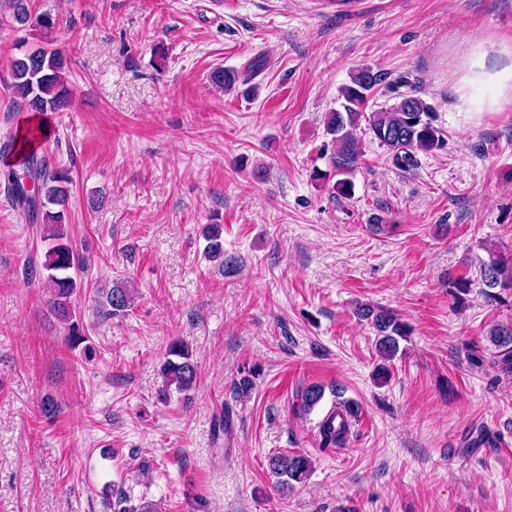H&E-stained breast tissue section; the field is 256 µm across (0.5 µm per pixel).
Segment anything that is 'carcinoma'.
I'll list each match as a JSON object with an SVG mask.
<instances>
[{
    "mask_svg": "<svg viewBox=\"0 0 512 512\" xmlns=\"http://www.w3.org/2000/svg\"><path fill=\"white\" fill-rule=\"evenodd\" d=\"M27 0H9V8L16 23L21 26L38 27L48 30L54 26L47 15L32 16ZM66 58L60 49H37L14 60L11 68V86L18 96L20 109L46 116L60 112L68 106L73 90L65 79ZM212 83L225 90L235 87L239 76L235 71L217 69L210 75ZM387 75L370 67H362L351 75L350 84L343 87L341 109L327 113L326 132L332 136L335 149L330 163L339 179L334 184L338 197L354 195L351 175L361 164L363 150L357 129L364 117L368 94L382 84L394 93L395 102L372 111L368 117V130L379 145L386 148L390 162L397 169L410 172L417 168V153L432 152L443 147L441 129L435 125L434 107L417 95L416 87L406 80L386 82ZM49 136V128L40 124L28 128L19 139L15 153L17 164L9 167L5 177L8 190L17 206L23 209L33 222L46 226L44 239L52 241L45 254L43 268L46 280L56 292L53 314L68 324L66 341L72 348L85 342L79 323L73 321V299L82 288L78 272L83 264L73 250L64 230V210L68 203V185L72 178L64 170L51 169L38 157V144ZM209 257L224 259V247L219 225L212 224L204 232ZM479 277L484 286L483 295L488 300L501 299V292L512 291V263L501 258L482 263ZM473 280L460 277L449 288L456 303L465 306ZM97 313L102 320L128 312L133 304L132 290L122 281L112 283L109 288L96 289ZM357 315L371 322L377 332L376 348L380 357L392 360L399 351V341L405 339L409 330L398 315L386 310H375L361 306ZM489 341L495 352L492 363L505 375H512V325L496 324L489 330ZM169 359L163 373L168 386L182 392L187 391L197 378V366L192 361L188 348L178 341L167 346ZM324 390L317 384L306 386L300 394V407L308 412L322 399ZM349 424L336 420L331 412L322 422L319 430V446L327 450L340 448L347 440ZM311 462L301 453L276 454L269 460V468L276 478L277 488L286 494L306 477Z\"/></svg>",
    "mask_w": 512,
    "mask_h": 512,
    "instance_id": "cac0c4a2",
    "label": "carcinoma"
}]
</instances>
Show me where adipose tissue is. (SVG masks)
Masks as SVG:
<instances>
[{
	"mask_svg": "<svg viewBox=\"0 0 512 512\" xmlns=\"http://www.w3.org/2000/svg\"><path fill=\"white\" fill-rule=\"evenodd\" d=\"M462 69V91L490 90L488 105L492 108L512 99L511 47H502L499 57L495 58L483 46H473L462 63Z\"/></svg>",
	"mask_w": 512,
	"mask_h": 512,
	"instance_id": "obj_1",
	"label": "adipose tissue"
}]
</instances>
